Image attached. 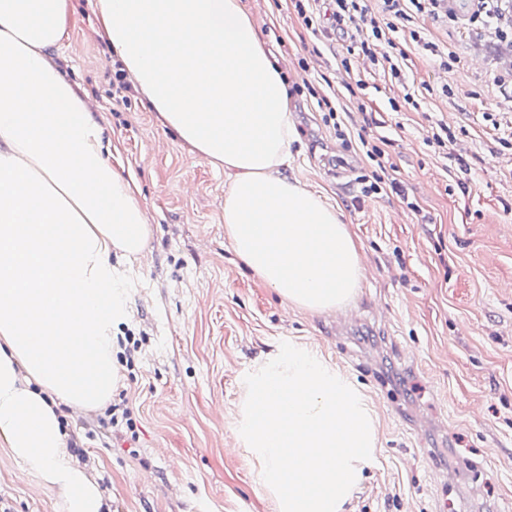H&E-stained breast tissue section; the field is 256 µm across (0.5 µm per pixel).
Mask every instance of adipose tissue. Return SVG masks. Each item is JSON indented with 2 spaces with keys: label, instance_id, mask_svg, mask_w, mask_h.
I'll return each instance as SVG.
<instances>
[{
  "label": "adipose tissue",
  "instance_id": "obj_1",
  "mask_svg": "<svg viewBox=\"0 0 512 512\" xmlns=\"http://www.w3.org/2000/svg\"><path fill=\"white\" fill-rule=\"evenodd\" d=\"M72 13L71 0H0V435L61 492L63 512H107L67 446L64 412L112 400L113 331L127 315L113 263L139 260L152 228L53 62ZM96 15L161 123L234 172L224 228L236 256L292 305L353 300L359 252L340 212L285 172L288 85L242 0H96Z\"/></svg>",
  "mask_w": 512,
  "mask_h": 512
}]
</instances>
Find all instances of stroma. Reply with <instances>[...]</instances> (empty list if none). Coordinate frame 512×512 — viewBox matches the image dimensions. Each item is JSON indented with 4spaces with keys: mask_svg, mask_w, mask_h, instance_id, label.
Wrapping results in <instances>:
<instances>
[{
    "mask_svg": "<svg viewBox=\"0 0 512 512\" xmlns=\"http://www.w3.org/2000/svg\"><path fill=\"white\" fill-rule=\"evenodd\" d=\"M243 2L289 85L303 59L317 90L366 83L364 109L337 130L315 98L291 93L287 174L340 209L374 277L342 327L257 279L224 229L233 172L200 159L138 89L129 105L113 101L121 62L97 32L95 0H72L54 61L93 100L112 166L136 183L153 237L124 273L129 317L118 330L141 347L112 398L137 428L111 425L102 410L71 412L69 443L110 512H279L237 421L244 376L287 341L316 349L374 411L378 445L344 512H512V48L472 21L471 0L445 24L397 20L420 106L394 112L389 100L403 90L387 71L343 70L341 40L306 30L289 0ZM414 29L438 55L411 40ZM443 124L453 135L444 150L429 142ZM362 132L390 139L406 197L363 195L376 164ZM0 512H62L59 492L1 437Z\"/></svg>",
    "mask_w": 512,
    "mask_h": 512,
    "instance_id": "1",
    "label": "stroma"
}]
</instances>
